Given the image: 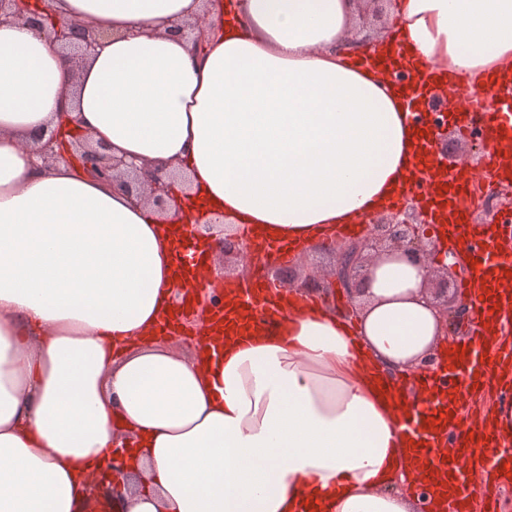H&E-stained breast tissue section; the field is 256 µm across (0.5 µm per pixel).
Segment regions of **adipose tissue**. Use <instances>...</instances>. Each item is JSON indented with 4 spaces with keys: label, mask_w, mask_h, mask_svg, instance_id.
<instances>
[{
    "label": "adipose tissue",
    "mask_w": 512,
    "mask_h": 512,
    "mask_svg": "<svg viewBox=\"0 0 512 512\" xmlns=\"http://www.w3.org/2000/svg\"><path fill=\"white\" fill-rule=\"evenodd\" d=\"M363 0H53L54 16L106 32L81 68L49 33L0 25V512H90L119 432L137 486L109 512H441L416 481L397 373L442 352L426 270L374 258L358 316L281 309L264 326L235 307L217 344L159 343L195 269L178 216L224 215L284 252L385 211L435 161L418 149L409 94L428 65L492 98L512 70V0H390L399 29L352 67ZM204 56L171 32L200 10ZM94 143L177 171L158 212L75 172L35 165L61 110Z\"/></svg>",
    "instance_id": "ef3b65f1"
}]
</instances>
